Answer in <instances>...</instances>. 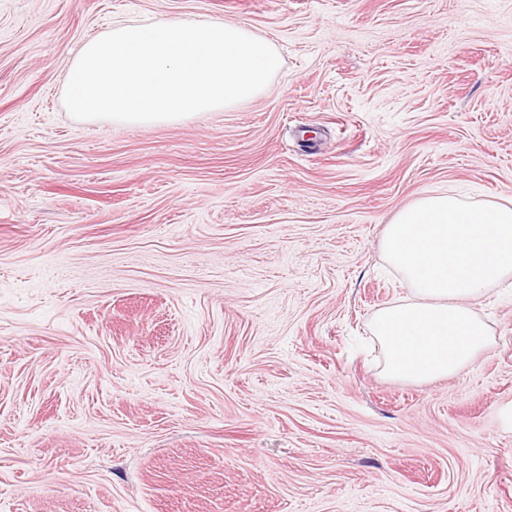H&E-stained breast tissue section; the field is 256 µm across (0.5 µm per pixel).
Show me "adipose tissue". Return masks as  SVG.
Masks as SVG:
<instances>
[{
    "label": "adipose tissue",
    "instance_id": "adipose-tissue-1",
    "mask_svg": "<svg viewBox=\"0 0 512 512\" xmlns=\"http://www.w3.org/2000/svg\"><path fill=\"white\" fill-rule=\"evenodd\" d=\"M384 248L413 300L371 320L383 372L413 383L459 373L492 341L471 299L512 279V205L421 197L388 225Z\"/></svg>",
    "mask_w": 512,
    "mask_h": 512
}]
</instances>
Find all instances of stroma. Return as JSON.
Returning a JSON list of instances; mask_svg holds the SVG:
<instances>
[{"instance_id":"1","label":"stroma","mask_w":512,"mask_h":512,"mask_svg":"<svg viewBox=\"0 0 512 512\" xmlns=\"http://www.w3.org/2000/svg\"><path fill=\"white\" fill-rule=\"evenodd\" d=\"M272 40L260 97L81 123L112 22ZM512 200V0H0V512H512V287L460 373L385 377L419 197Z\"/></svg>"}]
</instances>
